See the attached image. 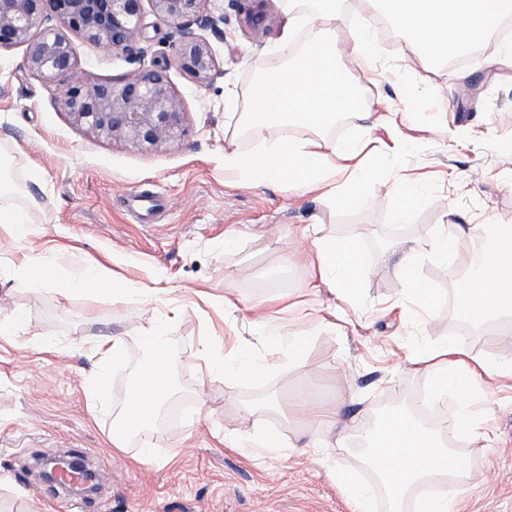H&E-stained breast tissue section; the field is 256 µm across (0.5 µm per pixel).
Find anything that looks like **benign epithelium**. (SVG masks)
<instances>
[{
	"label": "benign epithelium",
	"mask_w": 512,
	"mask_h": 512,
	"mask_svg": "<svg viewBox=\"0 0 512 512\" xmlns=\"http://www.w3.org/2000/svg\"><path fill=\"white\" fill-rule=\"evenodd\" d=\"M173 24L180 36L174 64L199 84L217 69L215 52L202 35L224 34V14L206 9V0H0V50L26 47V63L33 75L58 92L57 102L69 122L90 138L123 142L135 149L157 151L187 133L185 104L173 89L168 61L154 58L108 82L81 77L69 35L74 34L100 52L130 50L144 28V6ZM243 26L258 31L268 19L267 0H247ZM84 475L81 491L93 493L97 476L79 456L65 457Z\"/></svg>",
	"instance_id": "obj_1"
}]
</instances>
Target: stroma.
Instances as JSON below:
<instances>
[{"label":"stroma","instance_id":"1","mask_svg":"<svg viewBox=\"0 0 512 512\" xmlns=\"http://www.w3.org/2000/svg\"><path fill=\"white\" fill-rule=\"evenodd\" d=\"M208 8L226 17L223 39L211 41L217 73L202 86L170 69L188 133L158 151L90 139L27 70L24 48L0 51V167L19 186L0 205L29 217L25 239L0 227V320L18 309L31 320L26 335H0V512H64L67 495L41 483L36 458L71 453L102 483L74 512H348L329 476L333 468L371 484L375 512H391L386 489L357 448L333 433L315 447L312 412L295 398L302 389L318 406L341 405L343 417L365 429L394 412L430 422L475 476L453 489L463 512H512V381L495 382L487 401L476 403L484 424L477 437L463 439L453 408L431 406L427 374L400 365L414 346L446 338L487 361L512 358V342L479 329L453 331L467 260L443 264L427 253L439 224L512 225V67H489L494 42L460 66L433 63L396 30L362 69L352 64L347 25L333 24L342 60L374 116L363 122L351 111L337 129L320 134L298 124L292 134L329 154L365 142L360 159L377 166L379 178L349 205L278 181L239 185L224 176V143L235 140L249 152L278 135L272 126L249 128L245 110L256 73L272 52L292 56L306 22L285 14L283 0H268L275 21L254 36L241 25L237 0H210ZM144 23L138 47L151 58L173 57L174 26L151 14ZM72 42L76 68L87 78L109 81L135 68L129 53L104 56L80 37ZM402 182L423 190L403 216L389 190ZM376 193L384 198L377 210L368 202ZM310 224L328 236L356 237L362 275L351 301L313 279L299 242ZM411 247L421 255L418 276L435 289L427 313L405 302L406 286L390 272ZM51 253L62 265L54 283L19 277L26 259ZM87 263L156 289L154 301L121 304L93 289L66 292L70 272ZM165 322L172 388L164 406L174 415L128 431L124 450H113L125 392L143 359L139 336ZM272 327L306 337L301 361L289 363L273 345ZM103 336L125 343L104 405L90 391L99 363L93 346ZM206 347L244 348L277 369L263 378L213 380L201 360ZM260 434L276 435L282 448L237 451L222 443ZM146 445L149 463L139 460Z\"/></svg>","mask_w":512,"mask_h":512}]
</instances>
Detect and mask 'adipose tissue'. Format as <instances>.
Here are the masks:
<instances>
[{
    "label": "adipose tissue",
    "mask_w": 512,
    "mask_h": 512,
    "mask_svg": "<svg viewBox=\"0 0 512 512\" xmlns=\"http://www.w3.org/2000/svg\"><path fill=\"white\" fill-rule=\"evenodd\" d=\"M311 18L308 34L313 42L310 52L295 68L273 63L269 73L255 86L246 113L249 126H275V138L261 143L258 152L241 151L235 143L224 149V170L239 183L254 185L270 179L307 192L332 187L335 199L351 200L355 190L374 176L363 164L342 170L339 159H352L363 150L354 143L345 146L340 157L323 152L311 141L296 140L291 129L306 123L316 129L327 127L344 99L353 91V83L343 67L335 40L326 34L331 23L345 19L347 12L365 13L367 24L353 33L352 54L358 65H367L376 55L371 30L377 25L378 11L408 36L412 51L469 50L488 40L498 24L512 15V0H350L349 10L337 7V0H303ZM493 240L485 247L465 288L458 291V305L476 321H512V282L501 273L512 263V226H495ZM313 277L340 299H348L360 276L359 251L354 239L323 236L317 225L301 234ZM67 287L72 291L98 288L109 299L122 303H140L153 291L135 288L127 281L113 278L104 268L87 266L71 273ZM169 329L157 328L142 333L140 344L146 361L138 379L124 400L122 415L130 417L143 407L158 409L170 391L168 375ZM211 379L228 377L260 378L274 367L241 351L225 355L203 353ZM410 369L432 377L437 402H455L457 429L474 434L478 424L469 401L485 392L490 376L512 378V360L489 363L469 357L454 341L443 340L424 346L409 356ZM330 429L341 438L365 447L369 459L382 463L380 477L394 505H401L409 489L426 479L470 480L467 466L450 455V450L434 432L419 427L404 414L392 415L382 426L363 430L333 411Z\"/></svg>",
    "instance_id": "1"
}]
</instances>
